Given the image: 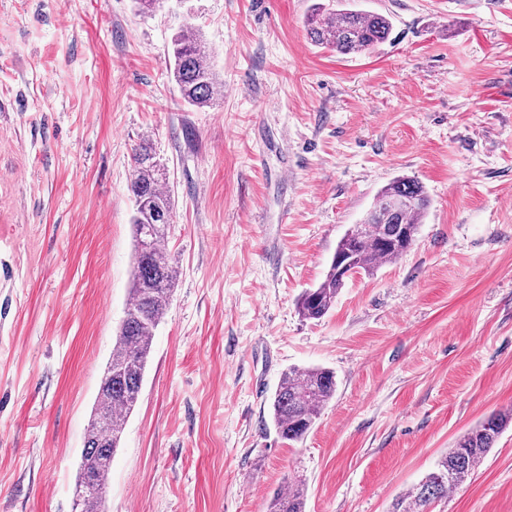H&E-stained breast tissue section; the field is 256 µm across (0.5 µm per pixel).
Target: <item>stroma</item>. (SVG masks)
Listing matches in <instances>:
<instances>
[{
    "instance_id": "35a3bbf8",
    "label": "stroma",
    "mask_w": 512,
    "mask_h": 512,
    "mask_svg": "<svg viewBox=\"0 0 512 512\" xmlns=\"http://www.w3.org/2000/svg\"><path fill=\"white\" fill-rule=\"evenodd\" d=\"M317 0H0V512H72L133 269L132 154L175 201L178 266L105 512H391L467 430L512 406V0H335L385 15L373 52L314 46ZM223 86L185 103L172 34ZM418 180L411 248L297 301L378 191ZM336 374L299 442L271 398ZM430 512H512V427ZM304 489L297 477H289L286 487L274 492L267 512H305Z\"/></svg>"
}]
</instances>
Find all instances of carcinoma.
<instances>
[{
	"label": "carcinoma",
	"mask_w": 512,
	"mask_h": 512,
	"mask_svg": "<svg viewBox=\"0 0 512 512\" xmlns=\"http://www.w3.org/2000/svg\"><path fill=\"white\" fill-rule=\"evenodd\" d=\"M390 34L391 22L386 16L361 10L318 6L307 19L310 41L342 55L367 53L386 42ZM169 52L173 78L184 101L199 108L211 104L220 82L202 36L182 29L172 35ZM165 180L164 169L149 144L140 143L133 152L130 181L134 266L129 300L85 430L74 485V512H102L123 420L138 402L154 332L165 317L175 287L177 271L163 250L174 208L170 192L164 188ZM429 205L424 187L414 179L399 178L383 187L366 217L338 242L325 279L301 295L298 310L302 317L319 320L332 308L346 281L336 257H345L362 273L398 259L403 250L386 239L388 231L404 227L417 233ZM335 393L333 371L320 367L288 369L271 402L280 437L292 442L304 439ZM510 425L512 408L488 416L467 431L432 471L399 497L393 512H428L433 503L476 472ZM267 512H304L302 482L288 478L286 487L270 498Z\"/></svg>",
	"instance_id": "cac0c4a2"
}]
</instances>
